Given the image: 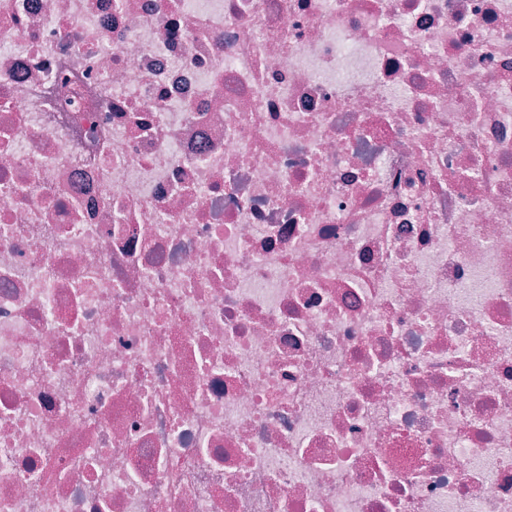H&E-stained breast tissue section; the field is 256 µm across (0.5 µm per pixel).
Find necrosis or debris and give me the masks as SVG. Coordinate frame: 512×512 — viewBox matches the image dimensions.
I'll return each instance as SVG.
<instances>
[{
  "label": "necrosis or debris",
  "instance_id": "obj_1",
  "mask_svg": "<svg viewBox=\"0 0 512 512\" xmlns=\"http://www.w3.org/2000/svg\"><path fill=\"white\" fill-rule=\"evenodd\" d=\"M0 512H512V0H0Z\"/></svg>",
  "mask_w": 512,
  "mask_h": 512
}]
</instances>
